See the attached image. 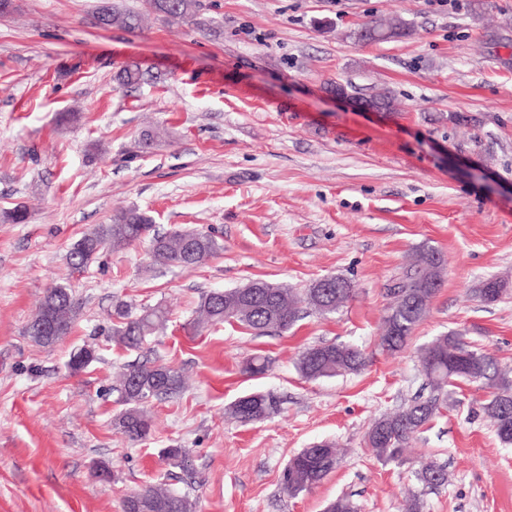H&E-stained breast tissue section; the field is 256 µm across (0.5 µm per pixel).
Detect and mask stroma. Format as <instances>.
<instances>
[{"mask_svg":"<svg viewBox=\"0 0 512 512\" xmlns=\"http://www.w3.org/2000/svg\"><path fill=\"white\" fill-rule=\"evenodd\" d=\"M130 33L95 26L98 0H14L0 16V211L25 204L23 224L0 222V512H122L131 493L191 482L194 512H325L346 496L357 512H512V446L484 419L479 384L462 385L399 462L366 443L381 415L423 387L418 350L462 333L512 371V0H200L210 30L168 22L145 0ZM413 33L359 42L376 18ZM155 78L119 87L124 64ZM349 88L331 95V83ZM391 89L394 112L359 108ZM75 109V125L58 113ZM163 139L139 146L143 132ZM147 212L158 232L212 228L222 251L190 269L152 264L145 245L71 273L74 242L116 210ZM433 248L444 282L404 350L379 345L380 326L410 257ZM336 275L353 288L339 312H304L283 335L223 324L189 327L202 294L263 279L304 288ZM504 280L491 303L482 281ZM68 280L79 313L42 347L26 332L53 282ZM160 305L163 330L139 357L179 370L182 392L151 400L152 436L133 443L113 421L115 385L137 355L104 330L116 302ZM335 341L366 356L354 374L308 381L305 347ZM97 359L72 373L71 352ZM268 358L260 375L244 370ZM283 399L272 419L243 425L224 413L240 396ZM335 443L341 461L321 484L290 497L289 459ZM187 453L186 465L162 449ZM444 465L445 485L414 476Z\"/></svg>","mask_w":512,"mask_h":512,"instance_id":"35a3bbf8","label":"stroma"}]
</instances>
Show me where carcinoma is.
I'll list each match as a JSON object with an SVG mask.
<instances>
[{
    "label": "carcinoma",
    "mask_w": 512,
    "mask_h": 512,
    "mask_svg": "<svg viewBox=\"0 0 512 512\" xmlns=\"http://www.w3.org/2000/svg\"><path fill=\"white\" fill-rule=\"evenodd\" d=\"M148 9L170 21H188L200 30L209 28V20L200 16L199 0H147ZM142 14L122 9L111 0H101L96 11V23L102 28L118 27L134 32L141 27ZM410 23L401 18L371 21L356 32V39L388 41L408 36ZM115 79L123 87H135L152 81L155 76L140 64L121 67ZM368 104L385 112L394 110V97L389 90L364 97ZM0 218L11 224L27 220V208L18 204L0 212ZM139 242L148 243L151 259L166 267L189 269L216 254L222 244L210 231L196 228H177L161 234L150 216L138 208L121 209L112 215L111 222L99 224L85 233L71 247L69 264L81 269L105 252ZM444 261L438 251L423 248L416 254L406 279L394 288V301L383 318L381 346L395 353L404 349L414 330L428 313L432 298L442 286ZM333 288H321L318 282L298 290L263 280H253L235 288L209 291L202 294L195 316L190 322L194 330L231 322L254 335L283 334L298 321L305 303L321 315L335 314L352 297L350 282L328 275ZM506 293L496 278H488L476 290L477 298L495 302ZM78 315V305L71 289L57 283L49 288L27 327V334L38 345L51 346L66 336ZM113 316L117 322L110 328L112 339L129 350L141 347L146 337L163 328L167 311L161 306L132 311L131 305L115 304ZM467 354L468 366L448 367L453 352ZM96 360L95 351L82 347L70 355L69 367L79 372ZM421 372L425 375L431 394L415 400L406 407L377 419L368 435L377 458L385 463L402 459L405 448L420 430L432 420L448 399V386L460 383H479L488 390L489 398L482 404L483 414L495 427L501 442L512 443V381L489 353L467 345L463 337L451 332L438 336L420 348ZM365 365L363 352L346 343H322L304 350L297 363L298 372L307 380L331 378L356 373ZM184 388L183 375L164 365L132 362L112 390L124 410L116 416L114 428L131 441L146 440L152 432V421L143 411V404L164 396L179 393ZM281 411L279 398L270 393H251L229 406L230 414L244 424L271 419ZM339 464L336 448L330 443L302 449L294 463L282 473L284 493L296 496L321 483ZM416 478L429 485L446 483L445 470L435 464L421 466ZM189 496L165 483L137 492L125 498L122 512H192Z\"/></svg>",
    "instance_id": "cac0c4a2"
}]
</instances>
